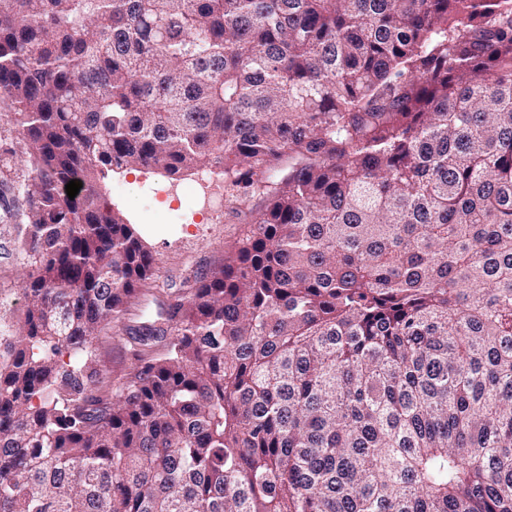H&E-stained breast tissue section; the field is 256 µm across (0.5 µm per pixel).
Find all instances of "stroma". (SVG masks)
Segmentation results:
<instances>
[{
  "label": "stroma",
  "instance_id": "1",
  "mask_svg": "<svg viewBox=\"0 0 512 512\" xmlns=\"http://www.w3.org/2000/svg\"><path fill=\"white\" fill-rule=\"evenodd\" d=\"M170 180L154 169L120 170L106 180V191L115 208L134 224L146 247L161 259L151 284L158 289L172 283L194 281L196 275L219 266L224 255L241 238L244 225L236 211H247L253 202L225 203L222 214L202 218L189 200L169 193ZM28 267L5 224L0 223V288L12 307L21 308L18 292ZM100 389L118 391L126 382L136 344L124 331H112L94 340Z\"/></svg>",
  "mask_w": 512,
  "mask_h": 512
}]
</instances>
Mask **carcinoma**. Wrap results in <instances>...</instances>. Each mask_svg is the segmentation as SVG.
<instances>
[{"instance_id": "carcinoma-1", "label": "carcinoma", "mask_w": 512, "mask_h": 512, "mask_svg": "<svg viewBox=\"0 0 512 512\" xmlns=\"http://www.w3.org/2000/svg\"><path fill=\"white\" fill-rule=\"evenodd\" d=\"M0 118V512H512V0H0ZM142 168L258 202L102 392ZM1 203H0V288L5 289L4 297H8L11 302V308H22V299L17 288L25 279L28 267L15 249L14 242L7 227L1 223Z\"/></svg>"}]
</instances>
